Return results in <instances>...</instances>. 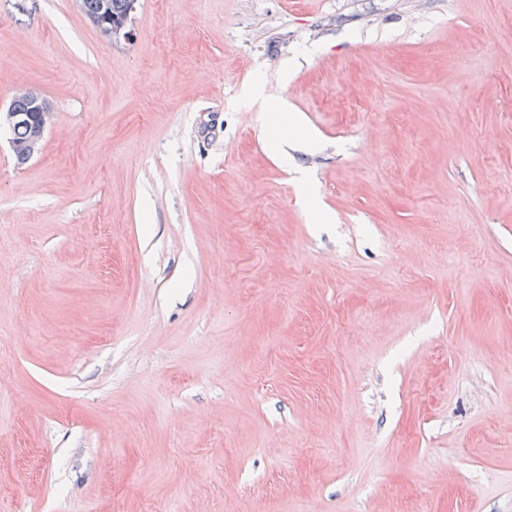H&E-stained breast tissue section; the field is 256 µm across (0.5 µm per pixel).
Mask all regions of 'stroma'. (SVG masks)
Returning a JSON list of instances; mask_svg holds the SVG:
<instances>
[{"label": "stroma", "instance_id": "stroma-1", "mask_svg": "<svg viewBox=\"0 0 512 512\" xmlns=\"http://www.w3.org/2000/svg\"><path fill=\"white\" fill-rule=\"evenodd\" d=\"M15 3L0 512H512V0ZM18 96H23L28 99L29 110L24 112L28 109V103L24 99H17L14 102L15 108L22 112H15L10 104L3 112L1 107L0 125L2 121L8 125L9 128H12L16 124H24L11 129V138L17 142H23L28 138V127H30V136L26 142L17 144L10 141L11 150L17 162L25 163L40 150L45 131L51 121L52 112L48 103L37 93L21 91Z\"/></svg>", "mask_w": 512, "mask_h": 512}]
</instances>
